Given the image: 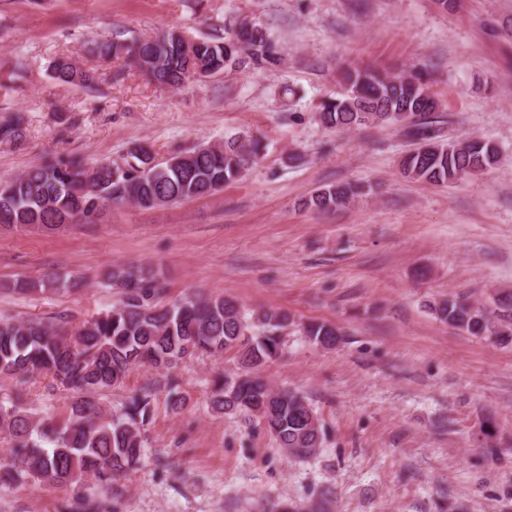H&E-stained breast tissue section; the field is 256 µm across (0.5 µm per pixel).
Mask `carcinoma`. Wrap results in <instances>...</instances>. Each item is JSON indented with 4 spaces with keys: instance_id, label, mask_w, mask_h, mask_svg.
I'll list each match as a JSON object with an SVG mask.
<instances>
[{
    "instance_id": "cac0c4a2",
    "label": "carcinoma",
    "mask_w": 512,
    "mask_h": 512,
    "mask_svg": "<svg viewBox=\"0 0 512 512\" xmlns=\"http://www.w3.org/2000/svg\"><path fill=\"white\" fill-rule=\"evenodd\" d=\"M247 50L257 65L277 62L274 43L255 22L244 38L224 43L191 42L167 32L94 44L99 56H121L152 82L168 88L183 86L192 66L221 74L228 64L243 62L240 53ZM51 72L62 83H95L93 73L77 69L68 59L55 61ZM344 81L345 93L322 103L320 124L333 131L379 123L401 125L411 144L401 161L404 176L449 186L497 163L499 150L490 140L443 138L429 121L438 103L422 74L363 70L346 73ZM24 138L23 118L0 124V141L19 144ZM261 151L258 141L229 139L222 145L178 152L162 163L141 146L120 161L93 166L78 156L57 157L0 183V226L52 232L68 224L89 223L92 214L116 204L152 209L209 196L238 180ZM362 190L349 182L324 186L307 205L334 211ZM110 279L121 288L119 301L73 334L42 319L0 317V376L26 380L46 374L73 393L58 417L38 416L19 396L0 400V433L9 437L12 456V463L0 464V486L30 483L81 490L91 480L102 489L110 487L142 461L143 427L154 415L155 390L147 386L132 393L117 412L105 407L98 396L121 384L135 366L170 373L187 358L219 356L233 348L242 373L213 381L210 408L266 421L278 447L294 457H307L322 446L325 431L322 425H313L314 410L302 407L308 403L305 396L275 389L255 372L282 353V332L295 324L288 312L270 309L248 317L236 300L222 296L186 295L165 303L160 301V274L148 266L114 269ZM47 285L61 291L60 280L49 277L17 282L10 291L28 293ZM494 305L489 312L455 297L439 303L436 313L462 332L506 342L512 338V289L496 294ZM302 331L322 348H333L342 340L334 324L309 322ZM167 402L173 411L184 405L173 378Z\"/></svg>"
}]
</instances>
